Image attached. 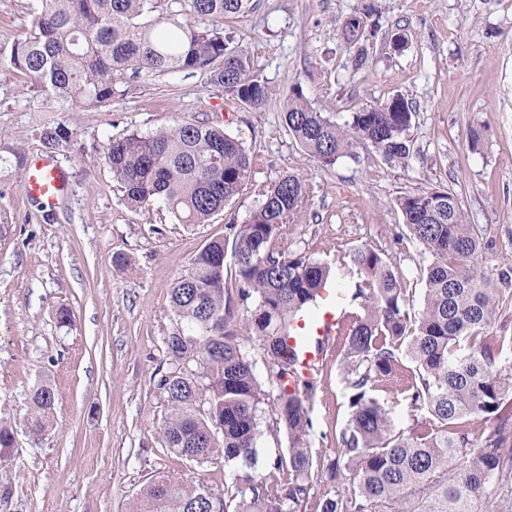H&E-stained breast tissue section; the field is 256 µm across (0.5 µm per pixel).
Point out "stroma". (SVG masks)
<instances>
[{"mask_svg": "<svg viewBox=\"0 0 512 512\" xmlns=\"http://www.w3.org/2000/svg\"><path fill=\"white\" fill-rule=\"evenodd\" d=\"M38 4L0 0V144L50 154L69 190L43 212L27 200L24 174L0 166V426L13 434L0 448V512H130L162 472L223 495L222 466L170 455L158 434L167 412L157 385L168 368L165 339L179 327L170 291L195 254L228 225L245 223L283 173L313 182L312 205L297 221L298 246L313 258L381 246L421 300L418 268L430 257L396 199L441 188L458 196L483 240L484 281L512 289V0H253L224 32L272 89L259 112L200 71L125 76L123 96L97 111L34 102L8 54ZM354 18L366 33L349 45L343 31ZM296 83L330 116L403 94L415 110L409 162L387 163L361 147L357 158L322 168L283 122ZM176 119L223 127L252 159L244 194L206 224L179 223L159 202L127 208L104 159L109 140ZM56 124L71 139L50 149L41 133ZM63 307L72 316L66 325L57 319ZM342 358L341 344L326 351L310 407L312 448L329 455L349 417ZM44 382L55 408L35 433L26 414Z\"/></svg>", "mask_w": 512, "mask_h": 512, "instance_id": "35a3bbf8", "label": "stroma"}]
</instances>
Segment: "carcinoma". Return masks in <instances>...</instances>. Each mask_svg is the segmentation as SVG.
Returning <instances> with one entry per match:
<instances>
[{
	"label": "carcinoma",
	"instance_id": "1",
	"mask_svg": "<svg viewBox=\"0 0 512 512\" xmlns=\"http://www.w3.org/2000/svg\"><path fill=\"white\" fill-rule=\"evenodd\" d=\"M252 0H40L30 31L8 54L31 79L32 99L59 109L96 110L124 94L125 74L202 71L259 111L272 96L253 72L248 52L229 46L220 25L251 8ZM414 108L396 94L350 112L343 122L315 110L300 84L291 88L283 118L301 148L321 166L356 157L360 145L386 162L411 154ZM43 143L70 140L48 126ZM123 203L131 210L157 201L181 224H205L239 198L252 163L241 140L205 123L176 122L143 135L132 132L104 151ZM307 179L285 172L263 192L248 220L232 225L231 246L209 241L180 274L170 306L186 330L167 336L169 370L158 386L167 414L159 425L165 448L198 465L224 467V495L165 473L148 482L132 512H307L312 484L325 481L316 512H508L512 486L492 482L512 474V333L494 329L512 294L489 287L474 259L482 248L459 200L444 189L406 192L397 206L410 236L432 261L420 268L424 295L410 299L383 250L372 244L342 249L336 267L296 248L298 214L308 207ZM231 249L234 271L224 262ZM357 277L355 288L345 287ZM331 278L363 310L344 333L345 381L352 395L339 438L340 456L313 453L310 404L316 384L289 387L295 317ZM257 336L271 360L266 389L243 347ZM411 363L399 390L420 415L396 430L372 396L378 384ZM49 385L30 407L41 431L55 404ZM288 433V457L268 473H248L259 458L262 405ZM497 423L475 448L479 423ZM353 473L345 484L344 470Z\"/></svg>",
	"mask_w": 512,
	"mask_h": 512
}]
</instances>
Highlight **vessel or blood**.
<instances>
[{
  "label": "vessel or blood",
  "mask_w": 512,
  "mask_h": 512,
  "mask_svg": "<svg viewBox=\"0 0 512 512\" xmlns=\"http://www.w3.org/2000/svg\"><path fill=\"white\" fill-rule=\"evenodd\" d=\"M68 178L50 156H29L26 162L25 194L36 200L44 210L55 209L64 196ZM344 296L333 285H325L312 312L301 313L297 333L288 345L295 352L294 379L311 380L321 367L325 347L333 343L344 328L346 318Z\"/></svg>",
  "instance_id": "vessel-or-blood-1"
}]
</instances>
